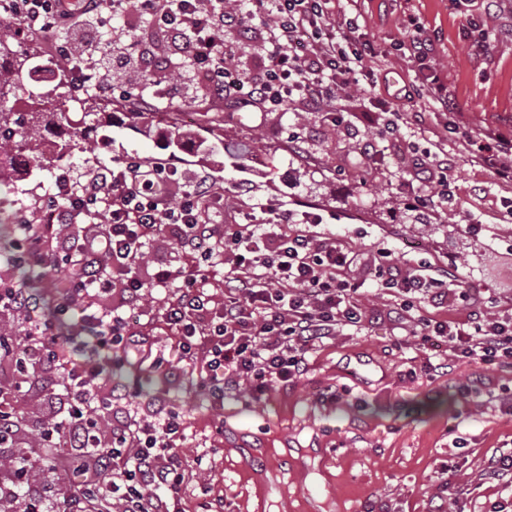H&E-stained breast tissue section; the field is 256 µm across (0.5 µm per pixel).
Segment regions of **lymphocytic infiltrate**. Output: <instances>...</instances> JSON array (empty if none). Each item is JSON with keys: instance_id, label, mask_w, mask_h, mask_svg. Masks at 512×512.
I'll list each match as a JSON object with an SVG mask.
<instances>
[{"instance_id": "1", "label": "lymphocytic infiltrate", "mask_w": 512, "mask_h": 512, "mask_svg": "<svg viewBox=\"0 0 512 512\" xmlns=\"http://www.w3.org/2000/svg\"><path fill=\"white\" fill-rule=\"evenodd\" d=\"M247 2L248 17L260 22L261 43L259 61L248 74L234 65L239 47L226 33L240 21L226 9V0H0V13L23 17L46 34L67 68L97 78L100 92L108 88L100 80L101 48L77 50L72 35L91 24L111 28L117 19L131 28L143 18L160 45L132 41L125 55L143 62L144 83H154L168 60L181 56L237 112L284 110L291 104L332 112L355 91L386 113L381 140L410 136L412 166L427 175V188L414 195L411 210L424 218L434 209H448L467 233L481 232V222L458 207L455 166L444 157L445 144L453 142L458 160L479 167L493 182L512 184V125L477 133L466 126L435 64L436 36L420 30L391 45L394 56L418 69L408 99L421 96L433 105L432 118L406 130L403 113L382 94L380 78L368 66L377 52L359 13H337L334 0ZM61 32L66 41H58ZM173 174L166 163L132 157L100 167L80 184L65 173L40 203L45 223L19 225L8 264L15 272L41 268L64 299L46 309L15 273L0 276V312L20 319L25 340L12 390L23 392L39 375H59L62 418L47 420L37 435L43 447L79 448L83 454L77 488L69 495L23 493L27 470L17 467L11 484L0 482V506L19 502L23 512H101L109 503L119 512H182L184 415L135 411L131 400L112 392L102 353L151 360L173 380L188 370L198 372L201 388L220 408L225 392L245 385L258 400L272 382L300 378L308 354L324 340L340 329L362 327L366 309L356 273L365 260L342 243L313 234V226L323 221L320 213L270 198L246 214V230L231 233L212 217L214 198L202 184L178 182L171 193H158L157 182ZM61 210L87 221L54 223ZM279 224L292 225V232L270 235L269 226ZM158 237L175 240L182 261L155 263L151 273L141 275L143 249ZM228 252L235 262L224 273V302L216 307L205 287ZM366 262L371 287L394 293L400 317L413 318L409 334L418 338L419 351L443 341L453 361L512 366V312L488 311L464 323L419 314L423 301L444 307L464 299V281L437 264L401 270L384 247ZM115 294L129 305L153 298L160 328L177 341L175 359L134 329L123 311L104 307V299ZM72 316L94 331L92 347L74 336L60 337L61 325Z\"/></svg>"}]
</instances>
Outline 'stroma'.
<instances>
[{"instance_id": "obj_1", "label": "stroma", "mask_w": 512, "mask_h": 512, "mask_svg": "<svg viewBox=\"0 0 512 512\" xmlns=\"http://www.w3.org/2000/svg\"><path fill=\"white\" fill-rule=\"evenodd\" d=\"M357 8L378 51L372 66L387 71L391 91L414 80L411 63L390 56L408 17H415L438 43V66L448 79L472 131L512 119V0L484 8H454L449 0H340ZM482 15L494 35L492 62L484 65L469 51L470 14ZM147 112L165 108L172 116L195 115L184 125V148L164 149L167 127L142 118L126 119L110 129L108 151L78 153L67 162L82 179L103 156L165 160L184 181L206 179L213 193L236 185L234 204L225 206L227 222L268 198L314 206L333 217L320 225L357 253L391 249L401 269L444 263L467 278L471 300L429 315L466 321L494 298L498 310L512 308V223L498 217L500 201L512 197V185H498L479 168L462 163L454 174L464 190L462 204L484 224L477 236L464 234L447 212L419 219L408 206L419 177L411 171L405 146L396 142L385 158L367 170L355 166L357 149L382 127L381 112L364 113L361 102L341 101L352 114L349 126L336 125L325 113L288 110L228 112L222 100L184 72L169 80L166 96L145 90ZM219 120L226 143L243 146L241 156L211 151L203 142L212 120ZM301 126L300 157L288 146L292 126ZM263 147L249 149L253 135ZM53 167L23 166L9 185L0 186V206L23 209L28 223H39L37 204L48 193ZM370 314L362 329L337 332L310 359L307 372L293 383L273 384L259 401L246 390L224 395L223 409L211 408L197 373L166 384L159 371L137 356L113 367L117 387L143 398L163 393L169 406L188 422L183 449L187 460L180 496L185 512H198L202 487L221 501L222 512H455L464 499L469 512H489L502 488L488 475L489 458L512 447V415L478 398L463 399L456 389L475 384L481 391H512V367L486 368L456 363L450 372L409 378L422 363L415 340L406 339L408 321L392 316L395 299L366 289ZM404 347H397L398 339ZM223 422V434L214 425ZM465 447H453L455 437Z\"/></svg>"}]
</instances>
